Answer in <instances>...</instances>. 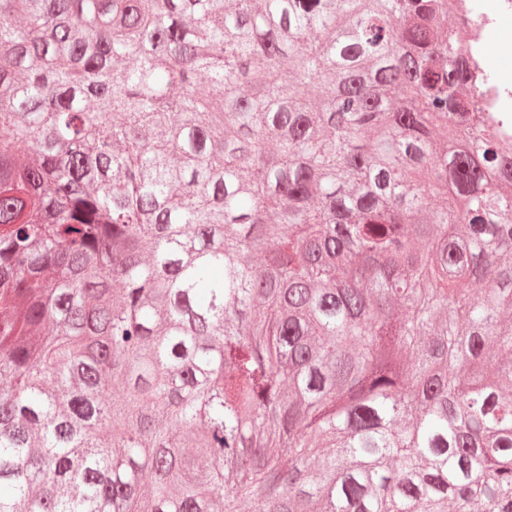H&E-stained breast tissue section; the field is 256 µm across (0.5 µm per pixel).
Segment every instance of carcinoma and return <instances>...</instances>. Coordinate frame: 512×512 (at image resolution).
<instances>
[{"label": "carcinoma", "mask_w": 512, "mask_h": 512, "mask_svg": "<svg viewBox=\"0 0 512 512\" xmlns=\"http://www.w3.org/2000/svg\"><path fill=\"white\" fill-rule=\"evenodd\" d=\"M446 16L0 0V512H512V118Z\"/></svg>", "instance_id": "obj_1"}]
</instances>
